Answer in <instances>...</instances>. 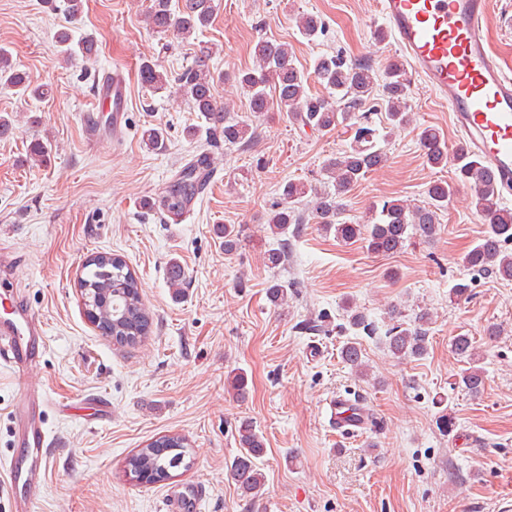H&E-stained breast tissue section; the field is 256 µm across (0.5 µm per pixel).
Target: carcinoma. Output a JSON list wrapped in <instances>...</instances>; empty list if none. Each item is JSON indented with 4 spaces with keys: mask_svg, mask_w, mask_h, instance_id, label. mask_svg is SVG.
<instances>
[{
    "mask_svg": "<svg viewBox=\"0 0 512 512\" xmlns=\"http://www.w3.org/2000/svg\"><path fill=\"white\" fill-rule=\"evenodd\" d=\"M215 10L214 0H178L172 9L171 0H148L145 6L146 27L153 34L173 35L188 39L207 27ZM298 26L306 37L314 39L324 32L322 20L315 15L299 18ZM57 42L66 55L77 53L88 61L98 56V41L88 33L73 41L67 30L57 33ZM255 64L234 73V80L246 92L249 109L254 113L267 112L271 106L286 113L288 120L317 130H334L344 126L354 131L353 145L341 155L332 158L325 166L334 191L326 192L302 180L287 182L282 190L283 206L275 209L269 218V229L275 237L285 236L288 226L301 223L295 205L307 198L314 200L311 214L325 232L334 234L336 241L350 244L362 240L374 254L388 255L400 251L413 238L431 240L440 231L438 213L448 203L452 184L435 181L427 189L428 201L422 206H412L400 199L382 202L375 209L371 220L354 223L341 218L342 200L352 186L368 173L387 161L386 138L372 126L367 105L381 96L380 107L385 111L386 125L390 129L404 128L410 124L408 81L398 62H390L378 72L371 66L349 63L339 54L321 55L314 63V73L324 92L313 94L304 73L294 64L288 44L275 39H260L253 48ZM209 48L202 47L193 64L174 79H169L160 65L143 61L138 76L143 87L153 92L166 91L175 85L179 97L188 101L194 111L201 113L214 129L224 133V142L246 143L253 137L250 125L243 121H228L225 113L217 109L214 90L224 75H215L209 66ZM0 85L28 92L42 98L47 89L32 82L30 76L16 68L8 52L0 49ZM427 164L433 168L445 167L453 162L458 181L468 184L472 191V206L483 217L486 230L463 257V264L475 276H494L512 280V210L497 205L498 188L489 174L488 167L479 157L457 150L448 157V147L440 134L425 128L420 135ZM142 141L152 149L164 146V132L159 127L142 131ZM52 145L41 139L34 140L29 148V159L44 165L50 157ZM196 190L194 168L187 166L173 181L168 193L188 197ZM224 238V251L236 250L240 243V230L231 224L217 229ZM287 254V241L263 252L264 264L276 269ZM167 283L174 297H179L186 284L187 275L181 264L172 260L166 269ZM88 283L96 289L91 320L102 336L119 346L133 345L149 335L153 318L147 310L139 291L135 271L119 256L99 253L83 267L79 284ZM271 304L280 307L288 303V287L280 281L267 288ZM347 324L358 336H375L377 324L351 303L346 304ZM430 315L423 311L413 323L403 319L402 310L390 311V325L384 332L385 344L391 354L400 359L425 354L429 336ZM452 351L470 363L459 379V385L471 394H478L485 384L484 371L476 366L477 346L473 338L459 335L452 339ZM342 361L355 374L366 375L358 342L344 344L340 351ZM233 395L243 399L248 394L247 377L236 371L227 379ZM235 441L239 452L230 464L229 474L242 497L254 505L264 493L265 480L261 461L265 455L264 437L253 422L243 420L235 428ZM193 451L186 438L164 435L148 443L129 457L127 468L141 475L153 476L152 483L166 480L172 470L189 468Z\"/></svg>",
    "mask_w": 512,
    "mask_h": 512,
    "instance_id": "cac0c4a2",
    "label": "carcinoma"
}]
</instances>
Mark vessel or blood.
I'll return each mask as SVG.
<instances>
[{"label": "vessel or blood", "mask_w": 512, "mask_h": 512, "mask_svg": "<svg viewBox=\"0 0 512 512\" xmlns=\"http://www.w3.org/2000/svg\"><path fill=\"white\" fill-rule=\"evenodd\" d=\"M490 0H380L383 30L412 71L448 105L461 147L481 155L501 198L512 197V76L493 55L485 36ZM98 94L112 107L113 131H120L126 86L107 73ZM14 282L0 277V366L16 374L22 397L13 408L21 466L5 473L14 490L13 512H32L31 492L44 482L49 442L41 407L44 398L29 380L46 345L45 325L14 296ZM332 418L338 429L356 433L369 414L361 403L337 398ZM197 503L182 490L168 491L159 512H195Z\"/></svg>", "instance_id": "obj_1"}]
</instances>
